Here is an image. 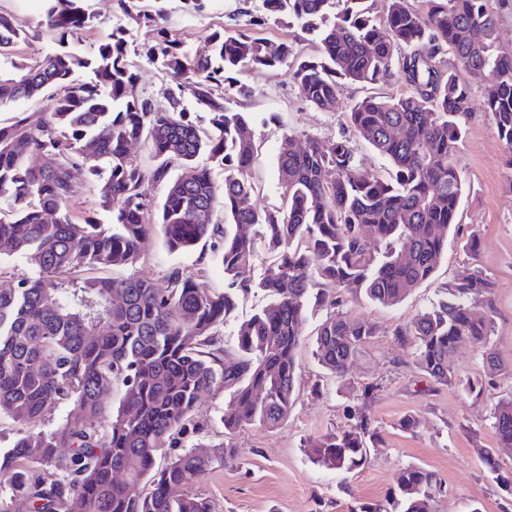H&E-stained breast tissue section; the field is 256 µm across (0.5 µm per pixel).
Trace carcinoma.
Instances as JSON below:
<instances>
[{"label":"carcinoma","instance_id":"cac0c4a2","mask_svg":"<svg viewBox=\"0 0 512 512\" xmlns=\"http://www.w3.org/2000/svg\"><path fill=\"white\" fill-rule=\"evenodd\" d=\"M46 34L60 43L94 26L89 0H43ZM259 0L243 28L210 35L198 54L158 20L165 0H118L120 13L156 31L148 53L176 89L160 103L136 87L125 29L89 53L47 52L15 58L26 32L0 13V110L50 97L33 123L21 112L0 123V255H19L36 276L15 280L0 266V416L17 434L0 448V512H215L191 495L234 450L211 457L191 451L163 467L158 456L195 426L204 393L231 394L224 431L283 422L297 400L301 328L309 310L326 308L315 355L342 378L374 326L342 311L350 298L394 307L429 281L457 233L467 187L453 163L462 138L457 116L482 89V107L512 150V57L499 53L498 17L488 0ZM269 24L299 27L317 46L302 56L262 34ZM451 52L452 66L438 57ZM296 60L300 97L336 111L345 82L385 85L398 76L399 96L378 93L345 113L356 137L388 164L364 169L351 141L283 134L277 167L280 201L254 205L251 167L257 151L249 121L227 105L246 97L242 76L274 74ZM87 72L90 77L79 79ZM208 119H187L185 95ZM142 142L156 164L130 152ZM184 169L170 176L173 165ZM224 170L217 183L213 169ZM165 187L153 211L145 185ZM96 196L101 220H74L82 195ZM158 229L171 251L209 244L224 268V290L196 286L177 269L161 280L115 278L135 264L142 240ZM269 255L253 273L259 248ZM331 284L338 292L319 288ZM494 285L476 265L440 286L442 297L396 332L416 347V368L436 383L463 384L480 396L483 379L461 382L451 360L464 344L487 349ZM255 292L269 302L237 328L233 348L220 329L239 299ZM118 410L105 411L114 387ZM364 403L349 423L313 443L316 462L341 472L363 468L380 432ZM73 407L49 433L35 418ZM499 442L512 447V396L493 410ZM440 490L432 472L411 465L388 497L391 508L362 503L350 512H434Z\"/></svg>","mask_w":512,"mask_h":512}]
</instances>
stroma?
<instances>
[{
  "instance_id": "stroma-1",
  "label": "stroma",
  "mask_w": 512,
  "mask_h": 512,
  "mask_svg": "<svg viewBox=\"0 0 512 512\" xmlns=\"http://www.w3.org/2000/svg\"><path fill=\"white\" fill-rule=\"evenodd\" d=\"M257 2L203 0L197 8L190 0H168L166 25L186 47L202 52L208 48L209 35L238 23L240 11ZM89 3L96 15L95 26L79 40L69 41V48L90 50L119 24L125 25L135 48L151 41V28L124 18L116 0ZM0 11L15 15L27 33L19 46L22 56L34 58L58 49V42L40 26L42 0H0ZM246 81L251 95L234 108L247 113L259 145L251 173L260 189L255 203L264 207L278 202L281 192L276 165L281 135L323 141L350 135L344 113L367 89L357 84L342 86L337 111L323 112L301 100L290 67H281L271 76L252 73ZM481 101L480 87H473L468 108L459 116L465 135L453 161L470 187L459 210V232L449 238L434 279L397 307L384 308L364 298L346 304L351 316L371 322L376 332L344 378L332 376L315 358L316 331L325 317L319 310L309 312L303 325L298 398L278 426L256 423L225 433L228 395L202 396L194 431L185 436L183 450L210 455L216 446L224 445L237 452L235 460L214 466L193 488L211 500L215 512H349L359 502L385 501L400 471L410 465L423 467L440 480L435 512H471L475 507L480 512H512V496L494 479L495 473H512V448L499 447L492 419L496 403L512 394V178L505 169L512 150L500 139ZM474 229L481 238L475 257L463 248ZM474 262L495 285L489 346L501 366L493 387L476 399L462 387L424 378L413 362L412 346L394 336L397 327L436 299L442 283ZM174 267L198 287L224 288V269L210 251L170 252L156 230L143 240L139 262L121 269L120 274L159 279ZM368 386L375 389L369 412L381 440L371 449L365 467L342 473L314 463L311 442L342 427L347 407L360 403ZM408 416L415 418L416 426L405 430L400 422ZM488 448L495 453L497 470H490L484 461Z\"/></svg>"
}]
</instances>
